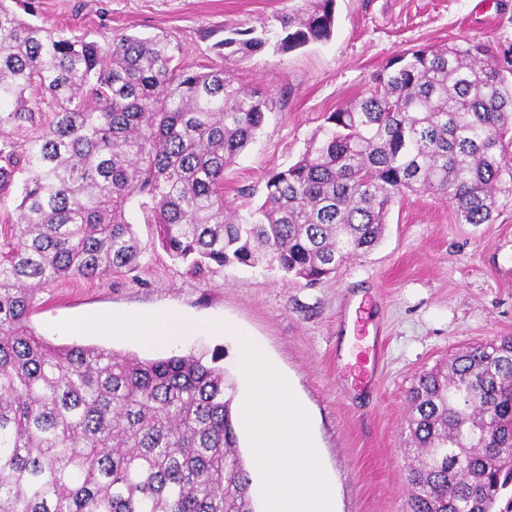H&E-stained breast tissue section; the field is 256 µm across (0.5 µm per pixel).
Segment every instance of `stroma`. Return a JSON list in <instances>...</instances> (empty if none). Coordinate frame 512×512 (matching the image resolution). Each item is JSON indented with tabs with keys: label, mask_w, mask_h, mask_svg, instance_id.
Here are the masks:
<instances>
[{
	"label": "stroma",
	"mask_w": 512,
	"mask_h": 512,
	"mask_svg": "<svg viewBox=\"0 0 512 512\" xmlns=\"http://www.w3.org/2000/svg\"><path fill=\"white\" fill-rule=\"evenodd\" d=\"M32 23L106 42L113 30L180 45L185 64L224 66L273 101L262 131L224 174L239 213L264 197L265 179L296 161L326 113L358 97L393 57L428 45L489 42L512 57V0H337L336 31L283 53L221 60L225 29L274 22L302 0H33ZM139 264L106 279L44 288L30 316L55 345L77 343L150 357L136 341L63 334L75 314L146 312L158 305L233 320L293 380L339 489L341 512H406L410 487L408 392L416 376L447 368L461 349L512 336V191L497 195L494 221L459 224L448 201L409 192L388 215L381 243L317 283L266 262L192 275L131 211ZM176 353L212 356L238 380L239 350L225 336L187 338Z\"/></svg>",
	"instance_id": "1"
}]
</instances>
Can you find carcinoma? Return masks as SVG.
<instances>
[{"mask_svg":"<svg viewBox=\"0 0 512 512\" xmlns=\"http://www.w3.org/2000/svg\"><path fill=\"white\" fill-rule=\"evenodd\" d=\"M335 25L336 0H304L276 25L224 30L213 50L288 52ZM271 109L221 67L180 64L164 38L101 44L0 0V196L20 184L0 251V512H256L218 356L56 346L30 325L41 289L137 266L131 208L196 273L264 259L319 281L380 244L404 193L431 191L459 223L490 224L512 184V81L485 42L393 59L241 215L224 172ZM408 402L407 512H492L512 482V336L422 373Z\"/></svg>","mask_w":512,"mask_h":512,"instance_id":"obj_1","label":"carcinoma"}]
</instances>
